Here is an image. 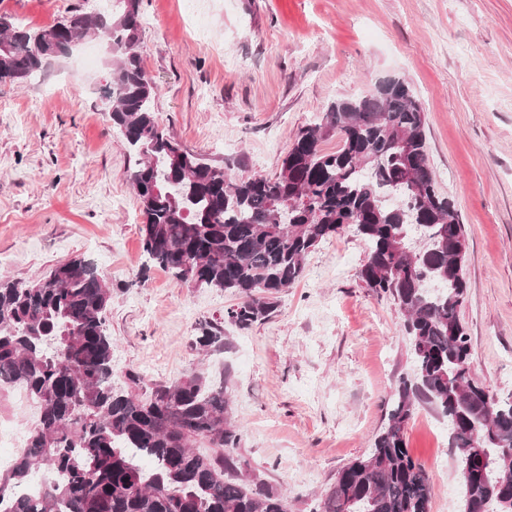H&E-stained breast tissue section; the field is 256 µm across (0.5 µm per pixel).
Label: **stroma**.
Here are the masks:
<instances>
[{
    "label": "stroma",
    "instance_id": "stroma-1",
    "mask_svg": "<svg viewBox=\"0 0 512 512\" xmlns=\"http://www.w3.org/2000/svg\"><path fill=\"white\" fill-rule=\"evenodd\" d=\"M109 0H0L32 28ZM138 52L155 109L183 148L238 175L274 177L297 132L331 103L408 82L422 101L429 160L467 232L470 288L461 318L471 370L512 395V0H142ZM50 61L41 77L0 84V278L41 280L73 256L112 290V374L140 395L195 371L225 379L240 453L291 512H312L350 461L368 454L412 361L393 298L364 287L367 245L347 230L307 257L272 316L242 330L235 296L193 288L147 264L134 165L105 112L109 56ZM221 327L224 348L195 344ZM430 473L431 512H461L448 425L419 407L406 432Z\"/></svg>",
    "mask_w": 512,
    "mask_h": 512
}]
</instances>
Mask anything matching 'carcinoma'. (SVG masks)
I'll return each instance as SVG.
<instances>
[{
    "instance_id": "carcinoma-1",
    "label": "carcinoma",
    "mask_w": 512,
    "mask_h": 512,
    "mask_svg": "<svg viewBox=\"0 0 512 512\" xmlns=\"http://www.w3.org/2000/svg\"><path fill=\"white\" fill-rule=\"evenodd\" d=\"M116 13L74 10L32 29L0 15V83L25 84L55 58L35 35H93L112 54L107 116L134 166L143 251L155 266L199 287L238 297L227 310L241 329L267 320L323 240L352 228L368 245L366 288L405 313L412 372L398 380L387 422L370 452L343 467L312 512H431L428 471L406 432L425 403L448 421L462 476V512H512V396L497 399L471 374L474 347L460 318L468 296L466 231L439 190L425 114L396 78L374 93L333 103L296 134L274 177L231 178L165 130L155 82L137 51L142 0H113ZM339 139V147L323 143ZM179 159H174V155ZM112 299L93 262L74 256L40 281L0 279V386L39 408L36 428L0 472V512H287L288 496L237 453L242 431L227 387L202 373L157 384L147 397L112 381ZM219 327L196 345L223 344ZM206 439L217 457L194 451ZM50 478L36 499L21 489Z\"/></svg>"
}]
</instances>
